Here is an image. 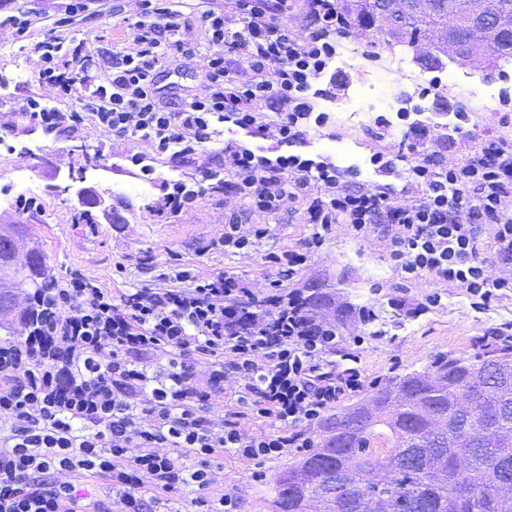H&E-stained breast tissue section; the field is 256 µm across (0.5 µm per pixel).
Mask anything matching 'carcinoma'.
Listing matches in <instances>:
<instances>
[{
	"instance_id": "obj_1",
	"label": "carcinoma",
	"mask_w": 512,
	"mask_h": 512,
	"mask_svg": "<svg viewBox=\"0 0 512 512\" xmlns=\"http://www.w3.org/2000/svg\"><path fill=\"white\" fill-rule=\"evenodd\" d=\"M508 19L498 31L491 53L512 60V0H497ZM347 31L371 27L386 47L399 39L415 41L428 27L448 25L442 9L404 23L396 31L376 18L368 0L352 10L336 9ZM512 359V344L485 349L473 356L440 355L424 370L388 379L370 394L376 414L352 421L345 413L330 418L332 434L316 449L288 467L275 482L271 512H322V493L337 497L348 512H483L480 494L492 487L486 460L502 464L512 479V373L496 377L493 361ZM448 378V394L434 392L428 379ZM470 392L458 410V391ZM470 417L475 443L467 472L458 469L456 441L460 414ZM390 474L377 486L367 475Z\"/></svg>"
}]
</instances>
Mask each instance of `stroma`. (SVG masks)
I'll use <instances>...</instances> for the list:
<instances>
[{
  "label": "stroma",
  "instance_id": "1",
  "mask_svg": "<svg viewBox=\"0 0 512 512\" xmlns=\"http://www.w3.org/2000/svg\"><path fill=\"white\" fill-rule=\"evenodd\" d=\"M66 3L9 0L6 11H0V186L24 177L40 203L39 209L25 213L16 208L14 198L0 197V226L17 231L24 249L41 252L46 272L78 270L118 294L145 285L171 287L168 272L180 263L194 267L203 278L236 274L261 298L297 289L326 295V317L340 309L347 313L339 330L343 341L364 339L358 367L369 389L389 377L423 370L442 353L472 355L484 336L512 331V297L494 298L479 307L464 289L432 276L402 281L380 235L356 237L344 224L322 233L323 244L296 275L277 278L266 254L298 247L318 232L302 202L292 197H284L278 210L267 214L247 210L236 196L210 191L192 209L175 216L160 214L157 201L164 181L190 184L200 179L212 163L211 151L222 149L228 134L214 136L195 163L153 159L155 180L143 194L138 190L140 172L126 156L132 149L149 152L147 143L112 137L91 119L76 134L49 131L33 120L24 108L32 96L49 98L61 112L82 111L84 104L80 94L60 96L37 81L38 58L32 47L48 32L62 35L70 54L90 53L103 65L132 45L129 26L140 13V0H85V10L72 17L65 13ZM8 14L30 19L25 39H16L3 26ZM374 40L373 32L362 30L337 40L331 68L349 84L336 97L315 99V111L329 113L330 119L324 127L308 129L305 142L293 146V153L329 158L354 184L389 185L394 202L405 204L413 196L406 162H399L389 175L376 174L369 163L374 149L400 150V109L432 114L430 135L435 139L443 124L455 121L453 114L433 115L436 95H443L454 111L466 113L473 136L441 151L440 159L448 166L474 152L483 140L501 138L512 144V78L454 63L443 71L424 68L413 62L407 47L388 53ZM349 55L355 56L354 65H343ZM381 115L391 119V126L378 124ZM85 153L92 166H83ZM81 188L92 190L95 202L80 200ZM233 217L246 228L267 226V236L254 251L232 254L217 246ZM434 293L441 295L440 305L427 306V296ZM304 454V449H294L260 464L225 455L214 467L213 489L236 497L240 512H270L276 477Z\"/></svg>",
  "mask_w": 512,
  "mask_h": 512
}]
</instances>
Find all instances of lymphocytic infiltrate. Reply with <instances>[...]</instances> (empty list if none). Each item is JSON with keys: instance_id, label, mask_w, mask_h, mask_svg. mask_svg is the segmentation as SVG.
Instances as JSON below:
<instances>
[{"instance_id": "1", "label": "lymphocytic infiltrate", "mask_w": 512, "mask_h": 512, "mask_svg": "<svg viewBox=\"0 0 512 512\" xmlns=\"http://www.w3.org/2000/svg\"><path fill=\"white\" fill-rule=\"evenodd\" d=\"M298 2L307 39L285 19L288 0H236L234 12L199 13L203 50L185 38L180 12L146 5L132 47L113 54L106 81L52 33L33 47L39 81L63 95L83 89L85 112L99 127L181 162L195 159L219 123L290 148L307 122H327L310 90L336 55L339 26L335 0ZM172 52L201 59L205 97L158 87L156 68ZM233 54L239 66H231ZM408 131L416 195L404 206L392 203L388 186L344 183L328 159L289 152L270 160L230 145L223 172L206 171L190 185L165 181L161 207L190 209L218 179L254 212H275L294 196L321 231L268 254L279 275L298 273L323 230L344 224L357 237L382 233L401 279L426 273L485 302L512 295V275L488 278L479 251L490 225L495 259L512 265V213L501 207L512 197V147L490 139L448 167L429 146L428 123L412 121ZM170 277L167 289L115 295L79 272L49 274L26 292L19 336L0 340V512H112L115 500L121 512H156L187 491L193 512H238L232 495L212 489L214 462L229 453L260 463L311 447L306 426L362 390L354 366L362 338L342 345L335 324L306 313L303 293L271 295L259 309L235 275L206 279L178 266ZM155 354L165 363H148ZM231 374L243 385L218 421L211 401ZM260 419L279 423L281 433H250L246 422ZM81 476L95 478L108 497H81Z\"/></svg>"}]
</instances>
